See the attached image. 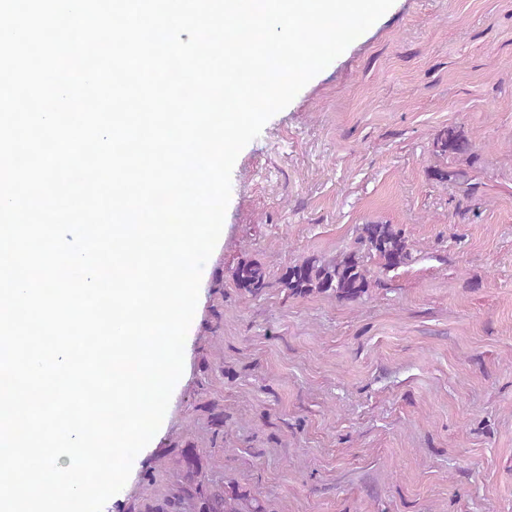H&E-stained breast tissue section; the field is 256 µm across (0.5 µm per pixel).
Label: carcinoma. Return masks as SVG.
<instances>
[{
	"label": "carcinoma",
	"mask_w": 512,
	"mask_h": 512,
	"mask_svg": "<svg viewBox=\"0 0 512 512\" xmlns=\"http://www.w3.org/2000/svg\"><path fill=\"white\" fill-rule=\"evenodd\" d=\"M471 143L454 129H445L432 141L431 152L436 157L465 155ZM380 261L383 273L395 271L412 261V247L402 231L391 224H363L358 228L356 246L329 262L304 259L289 265L277 280L286 297L298 298L311 294L357 300L371 287L367 263ZM237 288L257 297L271 287L264 268L254 262L242 263L234 273ZM178 463L183 468L181 494L167 501L158 512H179L181 501H192L195 512H266L259 498L228 482L210 487L202 480L200 457L190 448L181 451Z\"/></svg>",
	"instance_id": "carcinoma-1"
}]
</instances>
